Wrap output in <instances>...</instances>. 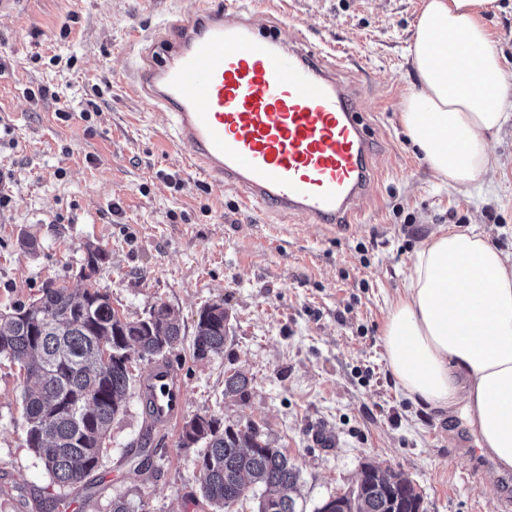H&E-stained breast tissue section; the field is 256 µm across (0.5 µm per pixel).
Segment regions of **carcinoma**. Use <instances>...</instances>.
<instances>
[{
	"mask_svg": "<svg viewBox=\"0 0 512 512\" xmlns=\"http://www.w3.org/2000/svg\"><path fill=\"white\" fill-rule=\"evenodd\" d=\"M108 254L86 246L78 277L85 288L72 291L45 283L29 302L0 310V356L19 364L26 442L61 488H89L99 466L112 421L124 411L131 382V351L149 361L165 359L182 340L181 325L164 303L129 320L112 308L96 286ZM194 357L224 352L230 315L224 303L204 305L195 325ZM110 352L103 361V351ZM251 379L240 370L224 378V397L243 400ZM202 445L196 457L200 492L215 512H229L247 485L264 488L257 512H296L292 496L299 470L288 455L253 425H226L198 415L182 429L181 447ZM144 507L129 494L112 498V512ZM345 512H425L410 484L392 498L376 477L365 475L360 489L345 496Z\"/></svg>",
	"mask_w": 512,
	"mask_h": 512,
	"instance_id": "carcinoma-1",
	"label": "carcinoma"
}]
</instances>
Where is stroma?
<instances>
[{"mask_svg": "<svg viewBox=\"0 0 512 512\" xmlns=\"http://www.w3.org/2000/svg\"><path fill=\"white\" fill-rule=\"evenodd\" d=\"M283 37L305 34L346 55L340 71L360 93L379 147L359 223L336 232L301 217L240 208L234 192L189 171L166 140L167 116L129 87L158 27L199 0H25L0 17V308L43 283L78 288L86 244L110 256L96 276L129 319L168 305L183 341L169 354L186 389L178 422L148 428L132 358L126 408L112 423L88 491L59 488L28 448L23 376L0 357V512L39 498L112 512L119 493L146 512H212L199 494L196 451L180 445L185 421L213 415L251 424L300 472L298 512L356 486L365 465L404 474L427 512H512V475L489 483V460L471 451L462 414L414 402L397 386L383 329L416 251L438 227L486 236L512 254V121L491 142L494 167L479 188L442 183L401 122L418 89L408 48L425 0H269ZM512 83V0L485 15ZM69 36H62V27ZM45 87L49 96L34 92ZM96 104L82 117L87 104ZM67 118H60V111ZM35 238L24 253L22 236ZM231 316L223 354L194 358L200 309ZM241 370L249 396H224ZM152 452L138 469L132 449Z\"/></svg>", "mask_w": 512, "mask_h": 512, "instance_id": "stroma-1", "label": "stroma"}]
</instances>
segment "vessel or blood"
<instances>
[{
  "instance_id": "b4317fda",
  "label": "vessel or blood",
  "mask_w": 512,
  "mask_h": 512,
  "mask_svg": "<svg viewBox=\"0 0 512 512\" xmlns=\"http://www.w3.org/2000/svg\"><path fill=\"white\" fill-rule=\"evenodd\" d=\"M252 2L202 0L164 24L160 54L143 58L135 81L167 113L190 170L256 209L343 227L375 177L360 98L338 79L333 53L258 25ZM140 391L153 424L181 415L186 391L170 363H154Z\"/></svg>"
}]
</instances>
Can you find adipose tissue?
<instances>
[{"label": "adipose tissue", "mask_w": 512, "mask_h": 512, "mask_svg": "<svg viewBox=\"0 0 512 512\" xmlns=\"http://www.w3.org/2000/svg\"><path fill=\"white\" fill-rule=\"evenodd\" d=\"M492 2L426 0L409 48L421 88L404 98L401 121L453 189L485 178L488 141L512 120V85L484 22ZM468 69L490 80L476 101ZM383 342L408 397L465 412L496 474L512 470V257L480 235L438 228L415 254Z\"/></svg>", "instance_id": "1"}]
</instances>
